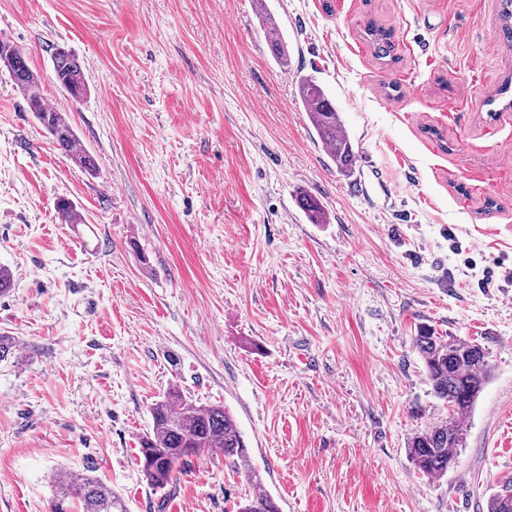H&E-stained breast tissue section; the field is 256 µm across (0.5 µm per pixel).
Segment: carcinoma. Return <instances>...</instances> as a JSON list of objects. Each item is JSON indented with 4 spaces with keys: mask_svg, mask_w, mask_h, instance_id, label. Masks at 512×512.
I'll list each match as a JSON object with an SVG mask.
<instances>
[{
    "mask_svg": "<svg viewBox=\"0 0 512 512\" xmlns=\"http://www.w3.org/2000/svg\"><path fill=\"white\" fill-rule=\"evenodd\" d=\"M262 24L272 33L274 54L288 64V46L265 6L257 10ZM501 35L512 43V0H501ZM374 53L379 59L391 56L394 44L391 34L382 27L368 29ZM10 50L19 72L13 82L30 112L53 138L57 149L76 166L89 174L96 173L95 158L79 146V139L68 119L49 107L42 97L37 74L30 67L23 51L7 41H0V51ZM52 64L57 84L73 99L87 94L83 66L70 51L55 49ZM299 97L319 140L328 150L336 167L347 171L355 158L349 136L343 129L340 112L332 98L311 77L298 78ZM300 208L314 224L324 223L320 203L303 195ZM59 219L64 224H80L82 218L67 199L57 202ZM413 346L424 361L425 374L431 390L448 404L447 420L426 430L415 432L407 442L410 458L416 468L428 477L439 478L455 466L458 449L466 444L463 419L476 406L491 379L492 368L488 349L470 339H450L435 335L429 329L413 338ZM152 428L139 440L140 463L147 484L163 490L173 483L175 473L191 456L219 451L232 463L247 465L249 448L231 413L219 404H202L183 394L177 387L169 388L150 407ZM500 490L490 495L487 512H512V477L501 482ZM50 512H128L123 499L112 488L93 475L89 468L80 475L64 473L58 477L56 496ZM239 512H279V506L267 493H256L246 500Z\"/></svg>",
    "mask_w": 512,
    "mask_h": 512,
    "instance_id": "obj_1",
    "label": "carcinoma"
}]
</instances>
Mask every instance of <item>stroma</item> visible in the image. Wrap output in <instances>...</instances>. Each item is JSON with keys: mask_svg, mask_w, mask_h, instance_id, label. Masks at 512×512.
Wrapping results in <instances>:
<instances>
[{"mask_svg": "<svg viewBox=\"0 0 512 512\" xmlns=\"http://www.w3.org/2000/svg\"><path fill=\"white\" fill-rule=\"evenodd\" d=\"M0 0L98 172L57 149L0 69V512H49L93 468L129 512H486L512 476V50L498 0ZM388 28L393 60L365 30ZM89 86L71 99L51 55ZM315 78L356 158L337 169L298 95ZM317 198L311 223L298 205ZM83 221L61 223L58 199ZM489 350L455 467L407 452L443 421L419 327ZM172 386L224 405L250 449L139 464ZM258 15L261 17L262 24L268 32L272 33V44L270 45L274 54L282 60V63L288 61V46L283 41V37L278 34V29L273 18L268 14L266 6L260 4V9L257 10ZM52 64L57 84L74 100L87 94L83 66L74 54L64 48H55Z\"/></svg>", "mask_w": 512, "mask_h": 512, "instance_id": "35a3bbf8", "label": "stroma"}]
</instances>
